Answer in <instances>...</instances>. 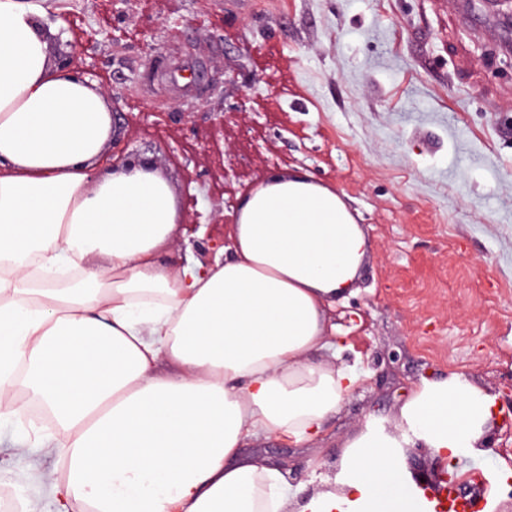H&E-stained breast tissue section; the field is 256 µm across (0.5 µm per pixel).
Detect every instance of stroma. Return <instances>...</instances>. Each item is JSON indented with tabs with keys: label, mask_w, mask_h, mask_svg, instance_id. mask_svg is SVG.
<instances>
[{
	"label": "stroma",
	"mask_w": 512,
	"mask_h": 512,
	"mask_svg": "<svg viewBox=\"0 0 512 512\" xmlns=\"http://www.w3.org/2000/svg\"><path fill=\"white\" fill-rule=\"evenodd\" d=\"M77 68L124 91L128 150L170 181L179 222L235 213L275 175L333 188L370 247L352 294L328 312L339 361L363 382L324 434L291 444L266 436L245 458L283 466L293 487L327 489L342 445L366 421L395 426L425 378L471 377L512 412V54L485 16L450 0H47ZM184 18L179 42L223 83L181 119H166L142 80L162 52V23ZM121 28L114 44L89 30ZM53 427L24 394L0 413V489L54 512L27 476L14 438L35 446ZM512 422L492 448L465 458L512 506Z\"/></svg>",
	"instance_id": "35a3bbf8"
}]
</instances>
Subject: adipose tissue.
Instances as JSON below:
<instances>
[{
    "mask_svg": "<svg viewBox=\"0 0 512 512\" xmlns=\"http://www.w3.org/2000/svg\"><path fill=\"white\" fill-rule=\"evenodd\" d=\"M40 0H0V405L39 397L38 474L58 512H427L401 448L436 467L472 456L495 402L465 375L422 379L396 428L366 424L333 486L306 496L242 459L265 435L315 439L358 387L326 311L369 251L343 199L307 175L242 202L229 254L170 267L178 207L145 163L98 164L112 135L104 93L52 54Z\"/></svg>",
    "mask_w": 512,
    "mask_h": 512,
    "instance_id": "obj_1",
    "label": "adipose tissue"
}]
</instances>
